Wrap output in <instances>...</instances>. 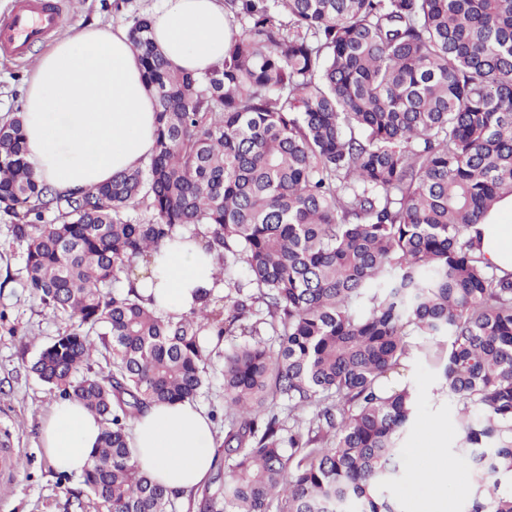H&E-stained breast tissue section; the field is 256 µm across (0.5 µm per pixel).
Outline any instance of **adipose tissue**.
<instances>
[{
  "mask_svg": "<svg viewBox=\"0 0 512 512\" xmlns=\"http://www.w3.org/2000/svg\"><path fill=\"white\" fill-rule=\"evenodd\" d=\"M151 20L156 43L179 69L198 73L223 59L229 28L222 0H161ZM22 116L28 164L62 191L99 185L139 166L155 143V103L120 28L89 27L56 40L26 82ZM470 235L489 266L512 273V196ZM219 265L197 240L169 241L136 287L146 307L177 318L215 288ZM102 429L81 402L60 399L44 421L41 445L59 471L79 475ZM131 433L134 461L169 491L186 496L210 479L212 423L194 403L151 406L132 421Z\"/></svg>",
  "mask_w": 512,
  "mask_h": 512,
  "instance_id": "ef3b65f1",
  "label": "adipose tissue"
}]
</instances>
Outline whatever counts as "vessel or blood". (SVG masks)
Instances as JSON below:
<instances>
[{"mask_svg":"<svg viewBox=\"0 0 512 512\" xmlns=\"http://www.w3.org/2000/svg\"><path fill=\"white\" fill-rule=\"evenodd\" d=\"M59 24L57 13L41 0H16L10 18L0 23V52L24 55Z\"/></svg>","mask_w":512,"mask_h":512,"instance_id":"b4317fda","label":"vessel or blood"}]
</instances>
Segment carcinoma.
Instances as JSON below:
<instances>
[{
    "label": "carcinoma",
    "instance_id": "obj_1",
    "mask_svg": "<svg viewBox=\"0 0 512 512\" xmlns=\"http://www.w3.org/2000/svg\"><path fill=\"white\" fill-rule=\"evenodd\" d=\"M224 6V59L197 75L149 17L129 27L158 117L143 165L64 194L34 177L20 118L0 125L25 286L77 322L30 370L104 425L84 485L107 512H173L129 423L199 395L205 337L248 336L224 353V512H398L387 488L417 400L391 375L418 353L455 403L446 462L475 477L469 512H512V274L469 237L512 196V0ZM200 234L224 295L157 315L130 276ZM279 397L312 412L286 449Z\"/></svg>",
    "mask_w": 512,
    "mask_h": 512
}]
</instances>
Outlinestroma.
Segmentation results:
<instances>
[{
	"mask_svg": "<svg viewBox=\"0 0 512 512\" xmlns=\"http://www.w3.org/2000/svg\"><path fill=\"white\" fill-rule=\"evenodd\" d=\"M61 25L35 43L26 55H0V124L22 108L25 82L38 57L54 42L95 24L129 28L134 18L149 16L160 0H58ZM10 219L0 214V448L18 460L13 471L0 473V512H102L81 477L55 470L40 445L44 419L58 394L31 373L39 351L72 330L67 317L46 311L24 286V260L13 242ZM242 337L208 340L206 385L196 399L212 418L216 457L224 449V352L242 344ZM414 387L419 408L416 421L403 436L404 467L388 495L399 512L421 506L434 512H468L475 493L473 478L460 471L440 485L432 469L433 454H447L459 436L455 406L436 372L413 359L405 375Z\"/></svg>",
	"mask_w": 512,
	"mask_h": 512,
	"instance_id": "stroma-1",
	"label": "stroma"
}]
</instances>
